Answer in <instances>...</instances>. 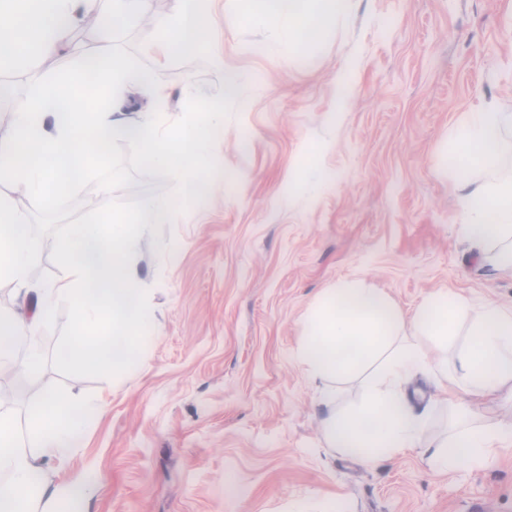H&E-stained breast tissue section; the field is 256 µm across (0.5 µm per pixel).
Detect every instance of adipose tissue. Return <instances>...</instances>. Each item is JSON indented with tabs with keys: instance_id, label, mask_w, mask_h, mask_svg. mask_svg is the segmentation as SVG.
Segmentation results:
<instances>
[{
	"instance_id": "1",
	"label": "adipose tissue",
	"mask_w": 512,
	"mask_h": 512,
	"mask_svg": "<svg viewBox=\"0 0 512 512\" xmlns=\"http://www.w3.org/2000/svg\"><path fill=\"white\" fill-rule=\"evenodd\" d=\"M211 0H173L168 14L156 17L158 60L201 47L210 29ZM145 0H0V57L20 61L67 53V73L46 75L21 97L0 88L11 119L0 124V178L25 197L54 207L66 190L88 175L98 147L126 140L160 167L179 178L185 201L208 197L216 184L206 176L204 156L212 130L211 113L202 104L191 121L156 136L154 113L127 116V95L145 91L164 100L166 91L144 69L127 64L113 51L118 23L142 14ZM267 13L288 24L289 46L298 48L346 16L352 0H264ZM101 31L90 51L77 48L74 32L87 21ZM512 113L484 109L471 113L456 132L457 171L453 189L465 222L460 230L479 254L493 253L492 268L512 273V166L502 132ZM176 206L150 200L132 214H116L110 226H77L63 246L66 274L38 288L27 284L34 249L26 232L27 216L0 201V278L19 287L16 311L0 316L11 335L36 340L52 321L59 301L75 313V333L68 355L97 364H129L150 313L140 277L129 261L140 231L174 222ZM398 306L381 290L357 282L324 289L304 323L297 362L318 383L328 408L322 432L330 447L365 464L423 449L444 472L481 468L512 446V424L463 416L466 398L495 404L512 401V304H473L462 297L431 294L414 320L415 333ZM455 349L448 375V407L457 412L445 439L428 432L425 410L408 393L411 378L430 364L431 345ZM375 363L362 396L349 411L334 409L333 383ZM86 406L64 402L46 390L36 427V453L20 450L11 419L0 415V512H34L35 501L64 502V512H85L99 475L86 470L60 484L45 480L42 461H63L83 438Z\"/></svg>"
}]
</instances>
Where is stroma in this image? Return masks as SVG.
<instances>
[{
  "label": "stroma",
  "instance_id": "35a3bbf8",
  "mask_svg": "<svg viewBox=\"0 0 512 512\" xmlns=\"http://www.w3.org/2000/svg\"><path fill=\"white\" fill-rule=\"evenodd\" d=\"M213 0L212 30L193 57L156 65L154 27L137 20L113 35L117 54L156 71L169 96L164 125L219 101L205 157L226 178L196 206L178 179L145 168L114 142L62 204L20 205L36 243L31 281L61 277L59 245L102 209L135 212L148 199L177 203L132 254L152 315L137 362L124 369L62 359L74 313L60 302L40 336L37 364L18 352L24 390L0 401L20 448L33 451L45 386L60 400L105 397L84 438L47 481L96 469L89 512H291L335 498L340 512H512V447L483 468L445 473L419 450L366 466L329 448L325 408L297 363L303 324L323 289L359 282L388 294L413 319L430 294L512 303V279L494 275L464 241L448 179L455 131L490 105L512 113V0H354L314 43L283 55L262 44L285 24L254 21L257 0ZM224 54L212 66V50ZM66 54L0 67L26 93L34 77L66 71ZM240 81L226 92L225 75ZM448 431L438 378L408 386ZM241 496L229 497L226 478Z\"/></svg>",
  "mask_w": 512,
  "mask_h": 512
}]
</instances>
